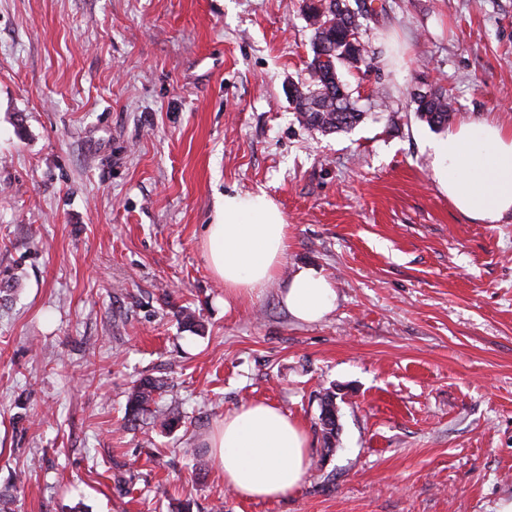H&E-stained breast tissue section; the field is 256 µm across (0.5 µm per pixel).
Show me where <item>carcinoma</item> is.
I'll return each instance as SVG.
<instances>
[{"mask_svg":"<svg viewBox=\"0 0 512 512\" xmlns=\"http://www.w3.org/2000/svg\"><path fill=\"white\" fill-rule=\"evenodd\" d=\"M304 10L313 29V57L309 65V82L292 88L296 101L297 121L322 133H334L357 124L363 113L349 107L347 97L342 105L336 104L340 93L336 65H369L374 53L366 44L348 41V33L360 27L362 9L350 10L346 0H304ZM420 119L432 128L443 129L455 118V101L448 91L436 88L430 96L413 100ZM160 381L147 377L134 383L127 396L126 420L133 423L151 412L152 405L161 395ZM334 395L326 392L322 397L321 425L328 450L336 446V406Z\"/></svg>","mask_w":512,"mask_h":512,"instance_id":"carcinoma-1","label":"carcinoma"}]
</instances>
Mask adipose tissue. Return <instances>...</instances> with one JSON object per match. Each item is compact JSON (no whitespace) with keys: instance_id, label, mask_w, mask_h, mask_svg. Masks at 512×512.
Wrapping results in <instances>:
<instances>
[{"instance_id":"adipose-tissue-1","label":"adipose tissue","mask_w":512,"mask_h":512,"mask_svg":"<svg viewBox=\"0 0 512 512\" xmlns=\"http://www.w3.org/2000/svg\"><path fill=\"white\" fill-rule=\"evenodd\" d=\"M434 170L449 201L483 224L512 213V124L490 118L446 131L434 145ZM288 245V226L265 193H225L216 203L203 248L225 301L260 293L277 276ZM295 319L322 320L336 305L331 282L299 268L283 291ZM224 484L247 500H273L299 488L309 465L307 431L279 408L252 403L227 413L207 443Z\"/></svg>"}]
</instances>
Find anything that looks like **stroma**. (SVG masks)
<instances>
[{"instance_id": "obj_1", "label": "stroma", "mask_w": 512, "mask_h": 512, "mask_svg": "<svg viewBox=\"0 0 512 512\" xmlns=\"http://www.w3.org/2000/svg\"><path fill=\"white\" fill-rule=\"evenodd\" d=\"M372 67H339L366 118L300 125L302 0H0V493L13 512H497L512 500V215L460 214L415 112L512 122V0H385ZM288 224L277 280L231 305L202 250L220 196ZM332 282L322 321L282 292ZM193 314L200 326L183 322ZM166 382L161 430L123 424ZM339 431L327 450L324 390ZM271 403L310 437L287 497L194 471L226 412ZM283 301L295 319L305 323L322 320L336 305L331 282L312 267H301L288 281ZM162 389V383L150 377L136 381L127 396V422H136L140 416L150 413L151 407L156 404V399L161 395Z\"/></svg>"}]
</instances>
